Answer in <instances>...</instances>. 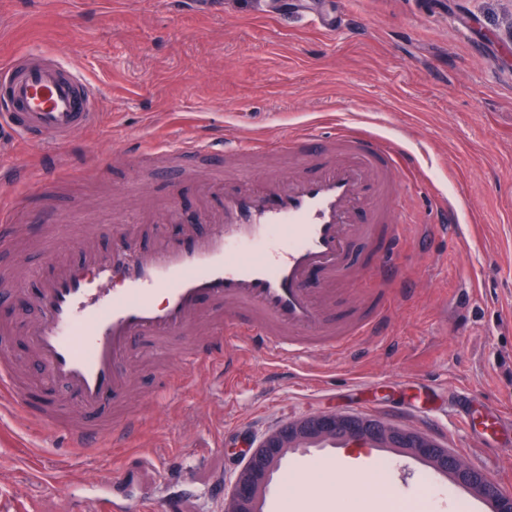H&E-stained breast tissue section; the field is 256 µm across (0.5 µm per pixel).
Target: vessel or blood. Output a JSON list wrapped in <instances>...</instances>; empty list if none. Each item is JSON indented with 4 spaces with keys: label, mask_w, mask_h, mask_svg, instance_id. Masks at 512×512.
Listing matches in <instances>:
<instances>
[{
    "label": "vessel or blood",
    "mask_w": 512,
    "mask_h": 512,
    "mask_svg": "<svg viewBox=\"0 0 512 512\" xmlns=\"http://www.w3.org/2000/svg\"><path fill=\"white\" fill-rule=\"evenodd\" d=\"M97 117L93 90L54 58L26 54L0 68V133L44 144L90 128ZM276 146L310 163L312 173L269 170L243 184H208L217 202L197 216L207 233L189 228L142 249L132 233L117 229L109 252L84 249L75 267L59 264L53 239L43 240L39 315L15 328L2 324L0 332L28 344L44 383L64 388L81 411V419L64 420L50 403L34 413L68 447L124 442L136 421L113 419V403L132 384L127 360L135 341L162 345L187 335L214 308L232 313L212 344L216 350L244 340L295 359L373 335L383 307L336 325L327 310L364 274L380 282L395 276L403 196L396 173L415 157L385 138L346 129L323 138L305 128ZM243 149L227 136L202 137L163 155L220 159ZM460 218L457 205H442L437 227L461 237ZM358 242L368 249L360 267L352 260ZM314 272L323 282L316 289L307 285ZM14 387L13 367L2 359L0 400L17 404Z\"/></svg>",
    "instance_id": "b4317fda"
}]
</instances>
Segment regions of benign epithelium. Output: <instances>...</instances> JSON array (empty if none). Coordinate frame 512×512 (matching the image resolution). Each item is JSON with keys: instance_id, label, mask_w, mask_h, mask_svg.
I'll use <instances>...</instances> for the list:
<instances>
[{"instance_id": "7a95c632", "label": "benign epithelium", "mask_w": 512, "mask_h": 512, "mask_svg": "<svg viewBox=\"0 0 512 512\" xmlns=\"http://www.w3.org/2000/svg\"><path fill=\"white\" fill-rule=\"evenodd\" d=\"M348 434H342V430ZM346 436L359 440L405 438L413 456L435 461L444 470L451 471L460 484L477 491L493 502L495 512H512V492L501 489L487 475L463 465L447 448L419 433L387 426L380 427L375 421L359 415L325 413L313 415L283 426L263 438L251 448L246 461L240 465L225 503L224 512H258L257 494L270 477L269 465L276 463L281 450L290 442H313L327 436Z\"/></svg>"}]
</instances>
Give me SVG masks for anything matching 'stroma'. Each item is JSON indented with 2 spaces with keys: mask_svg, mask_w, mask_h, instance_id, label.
<instances>
[{
  "mask_svg": "<svg viewBox=\"0 0 512 512\" xmlns=\"http://www.w3.org/2000/svg\"><path fill=\"white\" fill-rule=\"evenodd\" d=\"M346 10L336 32L310 14ZM39 52L73 68L98 95L96 125L40 146L12 137L0 163L20 164L29 178L0 183V205L23 200L27 223L0 247V271L34 282L40 237L64 224L126 220L136 243L181 235V224H142L146 200L174 194L186 214L199 204L196 184L209 172L153 167L121 156L129 142L157 148L207 132L265 147L224 168L226 180L256 176L267 164L296 170L293 157L268 143L304 127L328 135L349 127L399 142L418 157L400 169L405 234L396 255L413 284L349 290L333 311L386 306L383 335L351 349L315 355L298 367L272 362L245 345L237 369L221 379L204 359L179 361L186 345L210 337L202 322L169 343L158 359L148 343L131 357L134 387L126 398L139 428L124 445L63 450L59 436L18 410L0 413V512H83L59 483L122 482L135 512H165L171 492L186 490L181 512H224V492L249 444L280 426L335 411L357 413L433 438L471 468L512 490V432L494 453L479 443L492 407L512 415V0H0V64ZM54 176L40 190L31 177ZM465 198L460 240L423 236L439 194ZM11 359L28 407L46 388L27 347ZM480 410L458 421L457 398ZM366 460L344 479L307 462V494L319 512H389L397 500L420 512H491L488 501L398 448L367 444ZM223 478V493L208 488Z\"/></svg>",
  "mask_w": 512,
  "mask_h": 512,
  "instance_id": "obj_1",
  "label": "stroma"
}]
</instances>
